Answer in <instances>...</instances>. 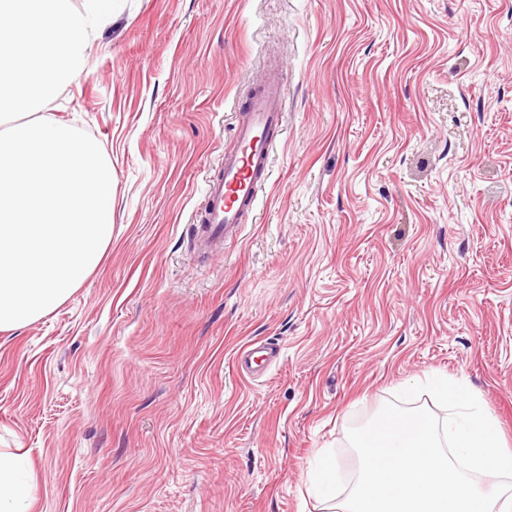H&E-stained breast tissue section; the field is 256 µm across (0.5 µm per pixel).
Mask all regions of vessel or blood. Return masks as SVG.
Returning a JSON list of instances; mask_svg holds the SVG:
<instances>
[{"label":"vessel or blood","mask_w":512,"mask_h":512,"mask_svg":"<svg viewBox=\"0 0 512 512\" xmlns=\"http://www.w3.org/2000/svg\"><path fill=\"white\" fill-rule=\"evenodd\" d=\"M284 98L285 86L273 75L241 103L247 118L234 128L237 148L225 155L220 175L206 183L209 231L199 242L204 250L223 249L225 239L236 236L246 215L253 212L283 132Z\"/></svg>","instance_id":"b4317fda"}]
</instances>
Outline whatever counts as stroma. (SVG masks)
<instances>
[{
    "label": "stroma",
    "instance_id": "35a3bbf8",
    "mask_svg": "<svg viewBox=\"0 0 512 512\" xmlns=\"http://www.w3.org/2000/svg\"><path fill=\"white\" fill-rule=\"evenodd\" d=\"M258 208L196 249L264 73ZM112 164V245L0 332V450L33 512H322L307 473L427 371L512 449V0H126L52 112ZM281 358L241 376L243 347Z\"/></svg>",
    "mask_w": 512,
    "mask_h": 512
}]
</instances>
